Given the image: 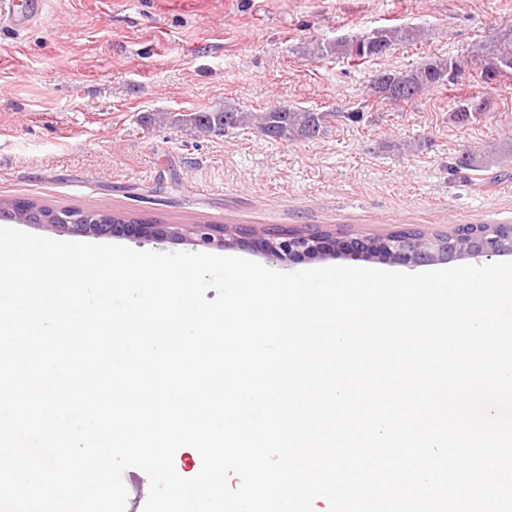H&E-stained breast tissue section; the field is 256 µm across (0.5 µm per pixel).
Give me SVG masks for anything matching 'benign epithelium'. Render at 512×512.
Instances as JSON below:
<instances>
[{"mask_svg": "<svg viewBox=\"0 0 512 512\" xmlns=\"http://www.w3.org/2000/svg\"><path fill=\"white\" fill-rule=\"evenodd\" d=\"M59 228L82 236H118L134 239L182 238L194 234L205 245L221 248L245 242L278 260L310 258L336 247V237L327 231L302 229L257 230L229 224H88L84 216L60 217ZM345 252L354 258L383 257L394 263L419 266L453 258H486L512 255L511 224H464L432 237L402 230L385 235L355 237L344 242Z\"/></svg>", "mask_w": 512, "mask_h": 512, "instance_id": "7a95c632", "label": "benign epithelium"}]
</instances>
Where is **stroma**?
<instances>
[{"label":"stroma","instance_id":"obj_1","mask_svg":"<svg viewBox=\"0 0 512 512\" xmlns=\"http://www.w3.org/2000/svg\"><path fill=\"white\" fill-rule=\"evenodd\" d=\"M33 1L36 21H0V198L158 224L320 228L342 241L512 225V171L488 188L481 172L454 171L463 152L512 144V78L485 89L469 63L512 26V0H15L17 11ZM394 26L420 36L363 64L312 54ZM437 57L464 62L454 85L400 106L370 97L376 71ZM484 92L489 111L455 122L453 102ZM226 102L331 118L297 142L148 121ZM230 253L280 272L349 263Z\"/></svg>","mask_w":512,"mask_h":512}]
</instances>
